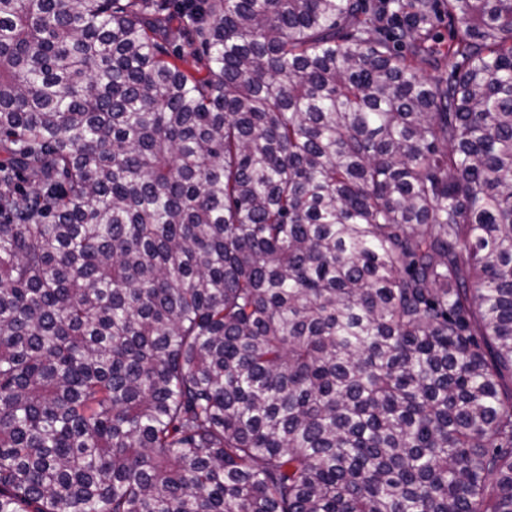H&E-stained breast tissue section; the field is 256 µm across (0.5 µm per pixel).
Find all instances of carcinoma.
Returning a JSON list of instances; mask_svg holds the SVG:
<instances>
[{
  "label": "carcinoma",
  "instance_id": "carcinoma-1",
  "mask_svg": "<svg viewBox=\"0 0 512 512\" xmlns=\"http://www.w3.org/2000/svg\"><path fill=\"white\" fill-rule=\"evenodd\" d=\"M508 379L512 0H0V512H512Z\"/></svg>",
  "mask_w": 512,
  "mask_h": 512
}]
</instances>
